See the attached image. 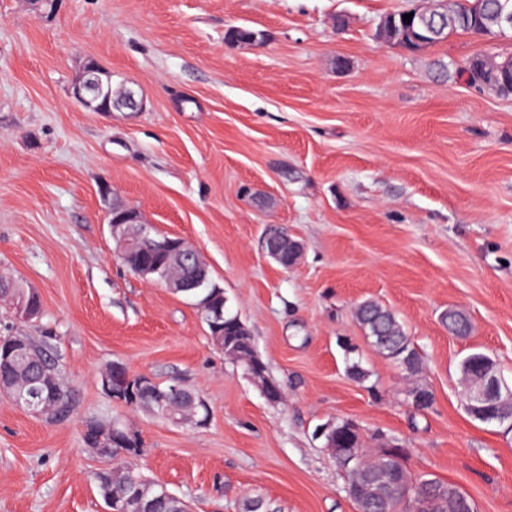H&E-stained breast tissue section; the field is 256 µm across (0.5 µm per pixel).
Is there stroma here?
Listing matches in <instances>:
<instances>
[{
	"mask_svg": "<svg viewBox=\"0 0 512 512\" xmlns=\"http://www.w3.org/2000/svg\"><path fill=\"white\" fill-rule=\"evenodd\" d=\"M408 3L0 0V275L43 307L33 321L0 307V335L51 337L74 398L49 424L0 394V512H107L84 424L116 415L142 441L135 466L192 512H240L258 493L281 512H354L315 433L339 419L396 440L410 474L455 484L475 512H512V432L467 414L460 373L482 352L512 382V96L435 75L512 56V36L409 53L376 35ZM232 26L265 39L229 45ZM89 61L139 89L143 111L77 103ZM104 185L198 251L285 402L212 344L189 297L121 265ZM270 224L305 246L290 270L265 254ZM368 298L420 349L428 412L354 320ZM451 309L467 337L443 323ZM351 357L376 391L348 376ZM114 362L198 389L208 425L112 400L100 374Z\"/></svg>",
	"mask_w": 512,
	"mask_h": 512,
	"instance_id": "35a3bbf8",
	"label": "stroma"
}]
</instances>
